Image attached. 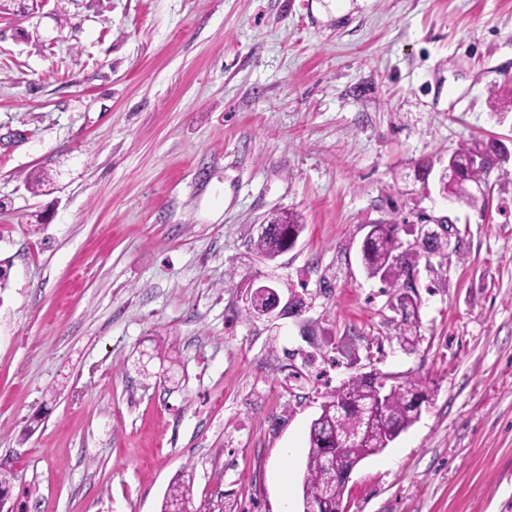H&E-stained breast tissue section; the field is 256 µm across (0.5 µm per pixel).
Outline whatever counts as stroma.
Returning <instances> with one entry per match:
<instances>
[{
    "label": "stroma",
    "instance_id": "1",
    "mask_svg": "<svg viewBox=\"0 0 512 512\" xmlns=\"http://www.w3.org/2000/svg\"><path fill=\"white\" fill-rule=\"evenodd\" d=\"M512 0H42L0 12V473L6 512H302L310 424L379 370L432 400L344 512H512ZM431 164L427 181L415 177ZM54 178L35 195L33 170ZM305 229L271 260L259 225ZM448 217L421 339L361 264L369 224ZM274 280L301 315L246 313ZM291 457H284V449ZM504 142L498 139H475L448 156V165H454L465 179L486 182L492 170L509 162ZM478 160V163H475ZM192 495V486L190 481H186L185 475L172 483L164 495L160 512H171L176 506L185 505Z\"/></svg>",
    "mask_w": 512,
    "mask_h": 512
}]
</instances>
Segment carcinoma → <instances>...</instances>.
Returning a JSON list of instances; mask_svg holds the SVG:
<instances>
[{
	"instance_id": "obj_1",
	"label": "carcinoma",
	"mask_w": 512,
	"mask_h": 512,
	"mask_svg": "<svg viewBox=\"0 0 512 512\" xmlns=\"http://www.w3.org/2000/svg\"><path fill=\"white\" fill-rule=\"evenodd\" d=\"M511 159L503 141L475 139L450 154L448 164L456 166L465 179L481 183L488 180L492 170ZM51 185L50 174L39 171L30 173L25 180L27 190L35 195L50 190ZM420 222L435 225L437 233L421 239L412 248L401 247V227L394 221L370 225V242L361 247L368 277L380 281L389 303L402 307L397 339L407 351L416 347L420 337L421 302L412 284L419 262L430 255H448V218L423 215ZM303 228L294 214L277 216L260 230L254 248L263 259L272 260L290 247L289 234L297 236ZM380 378L386 384V391L375 417L369 413L375 400L373 384L359 376L329 393L321 405V413L309 430L302 486L303 512H308L310 503L318 497L323 500L324 512H336V504L343 502L345 483L330 477L325 455L337 454L356 465L381 453L419 419L422 405L430 400V391L419 377L398 378L382 373ZM191 495V482L180 476L165 493L160 512H171L176 506L186 504Z\"/></svg>"
}]
</instances>
